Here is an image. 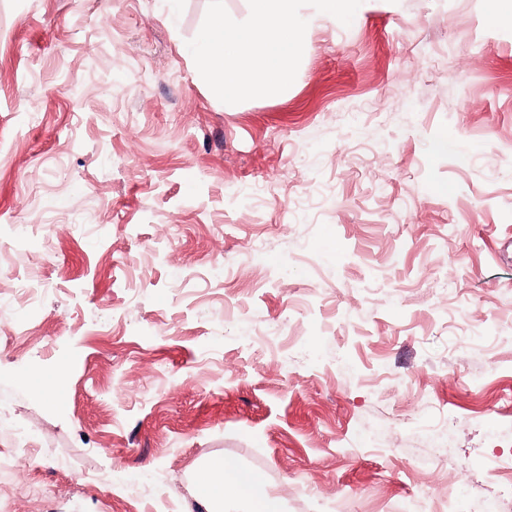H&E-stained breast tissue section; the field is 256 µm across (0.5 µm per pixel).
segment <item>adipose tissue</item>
Returning <instances> with one entry per match:
<instances>
[{
    "label": "adipose tissue",
    "instance_id": "adipose-tissue-1",
    "mask_svg": "<svg viewBox=\"0 0 512 512\" xmlns=\"http://www.w3.org/2000/svg\"><path fill=\"white\" fill-rule=\"evenodd\" d=\"M230 493L249 504L250 512H280V503L267 493L263 478L229 459L210 465L196 482L193 496L201 512H223Z\"/></svg>",
    "mask_w": 512,
    "mask_h": 512
}]
</instances>
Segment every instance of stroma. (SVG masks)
Wrapping results in <instances>:
<instances>
[{"mask_svg":"<svg viewBox=\"0 0 512 512\" xmlns=\"http://www.w3.org/2000/svg\"><path fill=\"white\" fill-rule=\"evenodd\" d=\"M207 6L0 0V512H512V0L303 7L234 105ZM228 490L236 499L249 504L248 511L281 512L278 499L267 493L263 478L229 459L210 465L208 472L196 482L193 496L200 510L222 512Z\"/></svg>","mask_w":512,"mask_h":512,"instance_id":"obj_1","label":"stroma"}]
</instances>
